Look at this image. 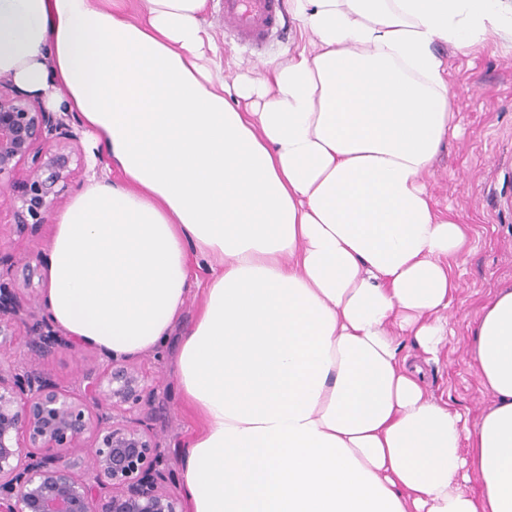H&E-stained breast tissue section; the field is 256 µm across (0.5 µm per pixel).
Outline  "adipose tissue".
Returning <instances> with one entry per match:
<instances>
[{
	"label": "adipose tissue",
	"mask_w": 512,
	"mask_h": 512,
	"mask_svg": "<svg viewBox=\"0 0 512 512\" xmlns=\"http://www.w3.org/2000/svg\"><path fill=\"white\" fill-rule=\"evenodd\" d=\"M124 2L0 0V76L105 162L45 304L113 358L175 340L188 512H512V288L472 323L476 425L402 353L437 361L465 242L423 180L457 130L436 48L512 45V0H288L313 51L230 84L207 0Z\"/></svg>",
	"instance_id": "adipose-tissue-1"
}]
</instances>
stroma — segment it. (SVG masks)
I'll return each mask as SVG.
<instances>
[{"mask_svg":"<svg viewBox=\"0 0 512 512\" xmlns=\"http://www.w3.org/2000/svg\"><path fill=\"white\" fill-rule=\"evenodd\" d=\"M206 20L224 51V78L229 82L249 70L260 73L264 60L311 46L309 37L289 20L265 47L240 45L224 29L220 0H208ZM437 52L449 65L461 132L448 141L427 182L433 204L441 210L452 208L466 229L467 241L453 264L459 283L450 320L454 334L445 344L440 362L426 366L425 383L436 397L474 423L488 407L490 397L469 364L471 323L498 289L512 287V50L491 46L466 56L441 44ZM52 229L47 223L33 233L13 225L9 213L0 214V246L15 258V279L26 278L24 261L35 264L44 260ZM29 281L30 294L40 293L39 279ZM106 362L100 351L87 348L79 354L55 353L43 360L42 366L63 388L77 392L83 387V371ZM133 363L156 388V399L144 412L152 418L168 464L182 470L183 447L193 421L178 394L172 367L166 358L154 354L135 357Z\"/></svg>","mask_w":512,"mask_h":512,"instance_id":"1","label":"stroma"}]
</instances>
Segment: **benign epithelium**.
<instances>
[{
  "label": "benign epithelium",
  "instance_id": "7a95c632",
  "mask_svg": "<svg viewBox=\"0 0 512 512\" xmlns=\"http://www.w3.org/2000/svg\"><path fill=\"white\" fill-rule=\"evenodd\" d=\"M72 112H47L0 79V186L14 190L15 223L38 230L82 164ZM0 251V349L24 347V366L0 362V512H183L150 418L148 378L113 359L83 372V390L55 382L40 359L76 348L53 328Z\"/></svg>",
  "mask_w": 512,
  "mask_h": 512
}]
</instances>
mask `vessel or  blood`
I'll return each mask as SVG.
<instances>
[{
  "label": "vessel or blood",
  "mask_w": 512,
  "mask_h": 512,
  "mask_svg": "<svg viewBox=\"0 0 512 512\" xmlns=\"http://www.w3.org/2000/svg\"><path fill=\"white\" fill-rule=\"evenodd\" d=\"M222 4L225 28L242 43L262 46L282 29L283 0H222Z\"/></svg>",
  "instance_id": "1"
}]
</instances>
